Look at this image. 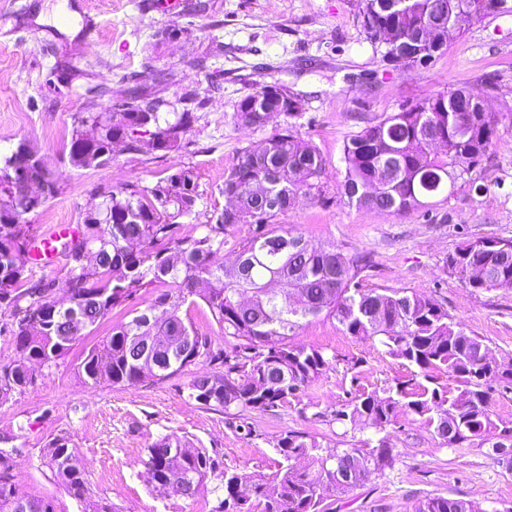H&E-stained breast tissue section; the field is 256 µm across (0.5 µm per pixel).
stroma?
Instances as JSON below:
<instances>
[{
  "instance_id": "1",
  "label": "stroma",
  "mask_w": 512,
  "mask_h": 512,
  "mask_svg": "<svg viewBox=\"0 0 512 512\" xmlns=\"http://www.w3.org/2000/svg\"><path fill=\"white\" fill-rule=\"evenodd\" d=\"M270 81L299 98L292 124L327 161L319 192L299 197L278 223L312 245L331 240L362 256L363 289L405 288L437 300L467 334L482 338L499 369L512 368V289L473 291L444 266L464 242L512 239V8L449 40L427 67L394 70L367 40L356 0H0V157L28 138L55 172L57 195L27 217L43 233L80 223L112 187H150L170 168L186 166L197 174L199 199L181 233L196 235L228 204L225 172L272 133L233 119L238 101ZM136 85L167 100L172 112L193 95L197 120L182 148L144 155L119 146L108 168L72 169L73 121L91 93L106 88L120 98ZM459 87L481 93L499 116L476 180L400 214L349 204L340 190L346 142L402 106ZM101 337L94 332L55 364L35 366L33 386L0 404V448L13 453L10 481L20 496L51 502L54 512H82L42 464V449L55 439L76 448L91 490L114 512H210L224 494L219 480L193 499L153 490L142 463L150 444L173 433L187 447L216 450L223 465L269 476L284 431L361 445L369 431H345L328 416L355 396L411 377L403 360L323 315L297 341L322 350L330 368L288 404L227 413L187 396V383L209 372L207 363L133 386L84 384L77 366ZM492 411L489 441L456 448L396 411L386 428L392 467L338 496L334 512H413L430 494L512 512V466L492 449L512 432V385L495 384Z\"/></svg>"
}]
</instances>
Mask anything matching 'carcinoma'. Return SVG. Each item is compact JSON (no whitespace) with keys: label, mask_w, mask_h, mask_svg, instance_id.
<instances>
[{"label":"carcinoma","mask_w":512,"mask_h":512,"mask_svg":"<svg viewBox=\"0 0 512 512\" xmlns=\"http://www.w3.org/2000/svg\"><path fill=\"white\" fill-rule=\"evenodd\" d=\"M386 0H357L366 39L382 49L374 26L392 25L395 37L411 38L421 26L448 47V0H408L409 10H386ZM490 0H459L462 24L458 36L480 19L495 14ZM405 68L424 66L436 58L430 49L408 42ZM279 86L261 83L237 105L235 118L246 127L276 126L256 148L246 149L224 176V196L233 204L215 211L196 236L180 234V219L191 215L198 200L197 177L177 167L151 187L129 183L112 188L91 206L64 243L65 288L70 302L55 307L54 283L34 278L31 252L41 237L26 215L58 192L54 174L33 143L20 142L0 161V313L10 324L17 357L0 362V404L33 384L31 367L50 365L71 346L96 331L112 311L151 289L156 296L127 322L84 354L78 375L86 384L135 385L164 379L201 359L224 366L222 374H199L187 384L188 397L226 411L268 410L308 387L329 369L330 360L291 337L312 318L324 314L353 337L378 341L384 352L415 368L411 379L379 393L356 396L334 413V420L362 426L380 435L393 423L395 411L416 415L441 443L456 447L484 437L491 419L492 380L512 379L484 363L486 345L467 334L435 300L404 288L364 292L356 278L361 259L329 242L312 247L304 237L275 218L288 212L296 198L319 187L326 160L293 127H277L280 117H293L301 107L269 109L266 100ZM149 97L142 89L123 98L126 112H105L88 101L77 114L67 160L74 169H103L112 163V147L154 152L146 130L159 134L166 151L182 147L196 121L192 109L174 113L137 112L134 105ZM497 115L472 107L466 89L442 92L393 112L365 127L343 148L342 189L360 209L404 213L426 206L423 199L440 195L448 184L474 180L487 148L496 137ZM23 169L29 179L47 185L32 195L16 181ZM230 264L214 262L224 250V235L240 228ZM90 246L89 254L70 247ZM446 267L476 291L512 288V240L468 241L448 254ZM201 300L224 333V347L199 334L186 304ZM444 371L460 383L457 393L437 382ZM278 469L266 477L221 468L206 448H189L166 436L146 448L143 464L152 473L153 489L168 497L193 498L210 476L220 479L224 498L211 512H331V499L363 485L375 471L392 467L389 436L377 445L341 448L295 430L280 435ZM53 478L84 505L83 512H112L90 495L84 469L67 440L56 439L43 454ZM10 454L0 451V512H54L45 501L19 496L9 483ZM414 512H484L473 501L430 495Z\"/></svg>","instance_id":"obj_1"}]
</instances>
